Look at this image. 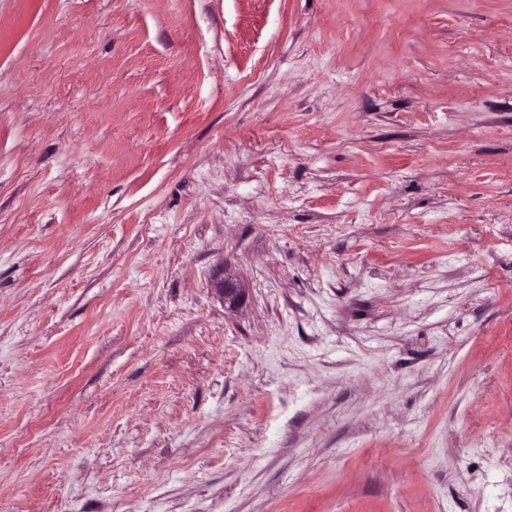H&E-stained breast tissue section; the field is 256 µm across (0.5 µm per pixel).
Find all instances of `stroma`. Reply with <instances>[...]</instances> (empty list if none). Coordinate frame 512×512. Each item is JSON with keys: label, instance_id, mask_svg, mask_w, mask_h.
Listing matches in <instances>:
<instances>
[{"label": "stroma", "instance_id": "35a3bbf8", "mask_svg": "<svg viewBox=\"0 0 512 512\" xmlns=\"http://www.w3.org/2000/svg\"><path fill=\"white\" fill-rule=\"evenodd\" d=\"M1 506L512 512V0H0ZM215 291L228 310L237 309L245 298V288L236 279L222 276L215 284Z\"/></svg>", "mask_w": 512, "mask_h": 512}]
</instances>
